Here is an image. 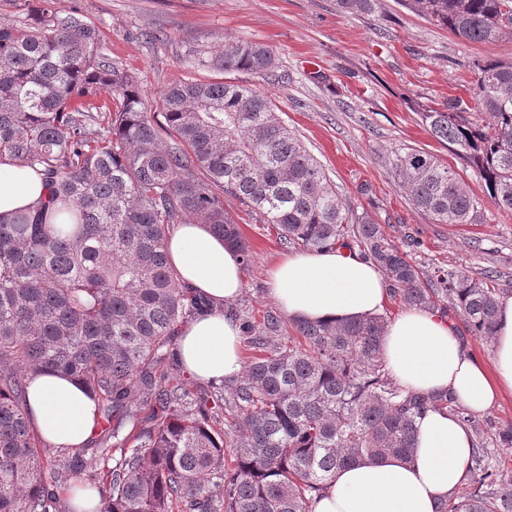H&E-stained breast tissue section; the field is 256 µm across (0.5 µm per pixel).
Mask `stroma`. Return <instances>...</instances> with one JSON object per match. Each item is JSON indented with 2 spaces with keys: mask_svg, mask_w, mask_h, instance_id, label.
Segmentation results:
<instances>
[{
  "mask_svg": "<svg viewBox=\"0 0 512 512\" xmlns=\"http://www.w3.org/2000/svg\"><path fill=\"white\" fill-rule=\"evenodd\" d=\"M61 12L81 9L100 34L102 53L134 72L148 111L160 109L166 87L213 78L186 66L189 49L209 53L225 40L259 42L276 59L280 80L247 72L236 82L275 98L281 117L320 162L342 199L366 214L393 240L411 236L413 262L426 269L463 267L471 274L512 275V213L484 195L477 173L435 139L422 112L452 97H467L478 57L512 60V37L465 44L414 13L405 0H381L377 12L340 13L335 0H54ZM162 35L152 44L147 33ZM429 152L454 169L480 198L470 224H437L400 188L395 159ZM369 185L362 195L361 185ZM250 245L244 288L234 305L247 316L274 308L267 280L288 254L272 225L228 198Z\"/></svg>",
  "mask_w": 512,
  "mask_h": 512,
  "instance_id": "35a3bbf8",
  "label": "stroma"
}]
</instances>
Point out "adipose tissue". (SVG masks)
Instances as JSON below:
<instances>
[{
    "instance_id": "ef3b65f1",
    "label": "adipose tissue",
    "mask_w": 512,
    "mask_h": 512,
    "mask_svg": "<svg viewBox=\"0 0 512 512\" xmlns=\"http://www.w3.org/2000/svg\"><path fill=\"white\" fill-rule=\"evenodd\" d=\"M44 192L38 170L0 159L1 217L33 205ZM168 252L189 288L214 304L213 311L183 327L182 360L205 381L240 376L239 328L222 312L244 286L240 255L202 224L178 225L169 236ZM268 284L283 313L307 321L363 317L381 311L389 298L378 267L357 254L330 249L284 257L272 268ZM492 342L493 367L488 370L469 355L451 321L430 310L408 308L390 321L383 356L405 391H448L470 412L481 414L501 390H512V297L500 303ZM26 404L33 425L52 444L76 447L94 432V403L71 377L37 376L28 386ZM471 452L467 425L445 411H428L410 461L388 458L342 468L314 500L312 512H435L438 502L463 483Z\"/></svg>"
}]
</instances>
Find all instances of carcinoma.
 Returning a JSON list of instances; mask_svg holds the SVG:
<instances>
[{"label":"carcinoma","mask_w":512,"mask_h":512,"mask_svg":"<svg viewBox=\"0 0 512 512\" xmlns=\"http://www.w3.org/2000/svg\"><path fill=\"white\" fill-rule=\"evenodd\" d=\"M465 43L512 35V0H408ZM380 0H336L344 14ZM78 9L37 0L0 25V158L41 171L48 196L0 220V512H62L60 488L83 471L86 448L38 444L26 412L29 381L60 371L95 403L100 468L85 486L100 512H311L350 464L411 459L416 424L438 408L475 435L469 492L435 512H512V468L492 460L479 420L447 395L405 392L382 355L388 320H242V375L197 385L178 363L181 328L211 310L169 264L175 225L204 224L236 249L249 245L224 206L230 196L272 225L286 246L358 250L408 307L450 310L489 341L501 275L463 267L425 272L366 215L345 204L321 164L249 85L180 81L146 110L134 76L98 51ZM195 69L276 80L272 52L224 42ZM466 98L422 113L437 140L479 175L494 205L512 212V61L477 58ZM413 205L438 224H470L479 198L436 156L396 157ZM129 433H124L125 428Z\"/></svg>","instance_id":"1"}]
</instances>
